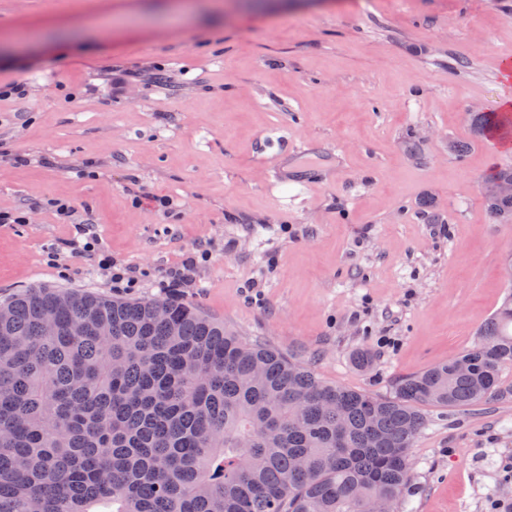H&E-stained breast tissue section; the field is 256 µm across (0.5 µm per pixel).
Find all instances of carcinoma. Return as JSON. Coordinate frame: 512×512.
<instances>
[{
    "label": "carcinoma",
    "instance_id": "cac0c4a2",
    "mask_svg": "<svg viewBox=\"0 0 512 512\" xmlns=\"http://www.w3.org/2000/svg\"><path fill=\"white\" fill-rule=\"evenodd\" d=\"M477 135L512 134L496 112ZM486 209L512 220L489 187ZM167 308L159 319L155 308ZM0 512H375L399 504L423 405L486 403L512 297L465 354L378 398L322 381L176 299L26 291L0 304Z\"/></svg>",
    "mask_w": 512,
    "mask_h": 512
}]
</instances>
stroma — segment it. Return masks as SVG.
I'll list each match as a JSON object with an SVG mask.
<instances>
[{"instance_id": "obj_1", "label": "stroma", "mask_w": 512, "mask_h": 512, "mask_svg": "<svg viewBox=\"0 0 512 512\" xmlns=\"http://www.w3.org/2000/svg\"><path fill=\"white\" fill-rule=\"evenodd\" d=\"M165 2L0 0V43L44 35L0 53V87L27 84L0 101V210L32 207L0 225V303L40 287L115 296L85 259H44L90 223L145 271L129 299L159 297L154 274L210 244L181 301L331 385L388 397L471 349L512 293V222L480 194L512 139L471 122L506 93L512 0H197L182 17ZM124 70L137 79L118 93ZM293 143L335 156L303 193L270 184ZM422 412L398 512L512 503V364L488 404Z\"/></svg>"}]
</instances>
